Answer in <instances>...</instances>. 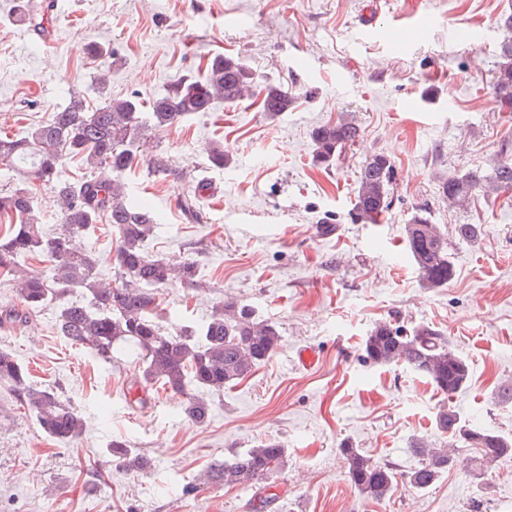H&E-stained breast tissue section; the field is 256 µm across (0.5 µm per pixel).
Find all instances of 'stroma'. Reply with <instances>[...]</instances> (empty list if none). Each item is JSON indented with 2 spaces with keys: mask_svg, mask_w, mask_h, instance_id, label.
<instances>
[{
  "mask_svg": "<svg viewBox=\"0 0 512 512\" xmlns=\"http://www.w3.org/2000/svg\"><path fill=\"white\" fill-rule=\"evenodd\" d=\"M16 2L0 0V129L12 135L71 93L98 104L102 72L108 94L147 103L211 55L251 67L255 88L241 101L150 131L142 151L166 173L146 160L125 182L158 218L148 254L199 270L198 285L160 289V325L199 326L232 298L276 322L282 342L238 385L209 394L211 416L196 424L185 395L167 389L130 407L133 353L117 349L105 363L67 342L58 304L0 324V347L85 423L79 439L56 442L0 383V512H252L250 491L206 472L268 438L287 463L266 512H512V458L484 466L465 446L428 489L406 484L376 502L351 486L341 454L358 448L410 470L415 442L448 446L434 424L446 402L512 437V192H478L465 208L439 194L448 176L512 161V112L492 87L512 0H48L49 40L18 20ZM88 41L106 55L85 56ZM269 82L294 99L277 117L261 109ZM339 120L358 125L359 139L333 166L314 165L312 129ZM215 143L229 157L221 168L208 161ZM377 154L394 167L391 205L368 224L352 219V200ZM420 208L448 238L454 275L441 288L421 286L406 248ZM324 224L334 232L321 234ZM459 224L481 232L459 241ZM385 321L441 330L469 364L465 389L447 398L403 365L366 360L364 340ZM115 440L153 468H118L107 452Z\"/></svg>",
  "mask_w": 512,
  "mask_h": 512,
  "instance_id": "35a3bbf8",
  "label": "stroma"
}]
</instances>
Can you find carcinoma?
<instances>
[{
  "label": "carcinoma",
  "instance_id": "cac0c4a2",
  "mask_svg": "<svg viewBox=\"0 0 512 512\" xmlns=\"http://www.w3.org/2000/svg\"><path fill=\"white\" fill-rule=\"evenodd\" d=\"M48 6L39 0H25L20 15L26 24L42 28ZM254 84V77L238 56L215 55L208 60L206 75H187L166 93L144 105L132 95L106 98L92 105L80 95L54 111L47 122L30 128L21 137H0V172H19L26 178L51 186L61 205L60 230L46 232L28 220L33 196L27 187L0 190V273L11 277L21 299V308L0 311V321H17L52 303L74 288L87 291L88 302L65 304L57 317L59 336L89 349L99 360L109 362L113 351L126 346L139 363L130 390L132 404L141 408L156 384L189 395L185 414L195 424L210 417L211 407L203 394L222 392L249 376L269 360L281 345L279 326L259 318L253 308L228 299L216 307L209 319L196 328L166 332L157 322L158 289L178 277L192 285L197 282L195 262L173 263L148 255L144 243L153 231L154 216L139 207L125 192V174L139 157V148L150 126H167L197 112H208L222 100L235 103ZM501 106L512 109V39L499 46V63L493 83ZM262 110L272 116L288 111L293 99L281 86L267 83L262 89ZM360 129L352 122L338 121L315 127L313 161L332 165L343 150L354 145ZM83 166L80 177L64 179L61 169L68 160ZM393 166L384 155H376L360 169L352 214L374 224L389 207V186ZM512 188V163L498 164L483 178L474 173L450 176L439 192L444 199L464 207L476 191ZM105 222L118 233L119 245L113 255L114 278L99 279L98 257L77 244L80 234ZM406 246L414 260L420 283L425 288H441L453 276L448 238L431 222L425 208L418 209L405 227ZM22 257L41 258L50 275L20 273ZM365 358L376 365L403 363L430 379L437 391L452 396L464 388L469 365L448 344L434 326L418 324L406 331L390 323H379L366 337ZM0 382L12 385L20 402L40 429L50 438L70 442L83 431L81 417L50 389L30 384L27 368L14 354L0 348ZM454 407L444 404L435 415L438 431L455 442L469 443L477 436L486 441L479 449L481 460L491 464L512 457V439L494 430L464 426ZM418 457L411 470L398 473L357 448H343L347 477L362 496L384 500L399 484L417 490L432 486L459 461L457 448H428L417 442L412 448ZM110 452L116 465L126 471L145 472L152 458L134 453L114 441ZM286 451L275 439H268L207 471L208 480L220 485H240L252 490L254 512H263L270 503L267 480L285 467Z\"/></svg>",
  "mask_w": 512,
  "mask_h": 512
}]
</instances>
